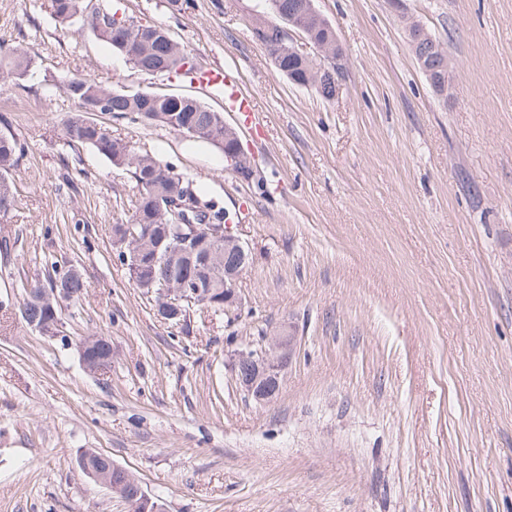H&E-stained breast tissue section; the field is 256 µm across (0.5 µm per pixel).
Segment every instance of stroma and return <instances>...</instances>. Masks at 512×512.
I'll use <instances>...</instances> for the list:
<instances>
[{
    "mask_svg": "<svg viewBox=\"0 0 512 512\" xmlns=\"http://www.w3.org/2000/svg\"><path fill=\"white\" fill-rule=\"evenodd\" d=\"M47 0H0V45L34 64L0 81V133L26 153L0 219V512H129L84 475L98 450L164 512H512V0H315L346 55L338 98L295 86L253 35L262 0H93L166 25L205 66L236 68L253 121L196 83L135 71ZM451 63L437 97L405 35ZM74 76L200 99L234 127L254 178L215 147L105 112L87 121L203 187L251 251L235 321L161 322L111 244L130 171L71 151ZM87 283L50 338L21 321L53 268ZM288 331L281 389L259 404L235 354ZM112 342L107 373L78 342Z\"/></svg>",
    "mask_w": 512,
    "mask_h": 512,
    "instance_id": "35a3bbf8",
    "label": "stroma"
}]
</instances>
